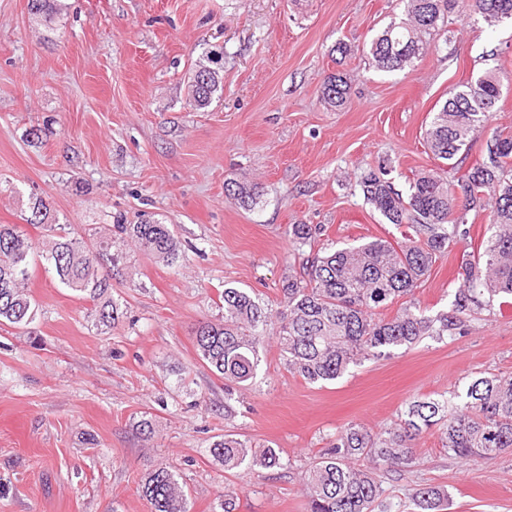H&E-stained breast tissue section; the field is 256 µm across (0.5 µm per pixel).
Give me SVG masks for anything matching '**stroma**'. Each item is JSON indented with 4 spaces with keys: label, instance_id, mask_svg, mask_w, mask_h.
Listing matches in <instances>:
<instances>
[{
    "label": "stroma",
    "instance_id": "1",
    "mask_svg": "<svg viewBox=\"0 0 512 512\" xmlns=\"http://www.w3.org/2000/svg\"><path fill=\"white\" fill-rule=\"evenodd\" d=\"M402 11L401 0H58L47 22L28 0H0V224L41 242L26 222L36 193L79 233L175 225L188 256L167 267L129 249L112 273L124 316L103 334L33 254L35 329L0 325V512H150L138 486L160 466L179 473L190 512H222L228 491L235 512H306L301 476L338 430L377 431L464 377L512 373V312L476 315L462 337L363 361L322 386L272 346L229 405L197 356L195 330L221 318L224 288L278 310L302 260L290 225H320L319 248L399 240L362 179L383 167L404 190L441 169L422 140L431 112L456 85L512 71V23L477 15L426 36L415 67L377 69L361 49ZM342 42L354 54L337 53ZM213 53L222 82L200 108L188 76ZM336 72L348 95L331 108L322 91ZM493 128L512 131V84L449 180L481 159ZM234 180L261 184L258 205L227 197ZM469 223L413 294L425 314L449 308L463 252L479 250L486 222ZM145 414L156 422L149 440L135 427ZM227 433L277 448L283 468L225 471L210 446ZM414 454L409 471L380 474L394 512H421L415 491L429 486L447 492L443 512H512V452L452 459L433 428Z\"/></svg>",
    "mask_w": 512,
    "mask_h": 512
}]
</instances>
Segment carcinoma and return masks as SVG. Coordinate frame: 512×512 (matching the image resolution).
Listing matches in <instances>:
<instances>
[{"label": "carcinoma", "mask_w": 512, "mask_h": 512, "mask_svg": "<svg viewBox=\"0 0 512 512\" xmlns=\"http://www.w3.org/2000/svg\"><path fill=\"white\" fill-rule=\"evenodd\" d=\"M402 17L393 20L369 46L378 69L402 70L423 59L421 34L447 25L452 14H477L489 23L512 19V0H401ZM508 72H489L460 84L432 115L423 141L436 159L455 166L472 147V134L486 126L501 98ZM220 85L218 73L200 64L190 77L191 97L209 104ZM347 82L341 74L327 77L322 99L330 107L346 102ZM226 191L243 208L260 197L259 184L232 181ZM366 200L402 229L398 244L374 240L337 249H318L307 256L298 275L281 288V307L272 313L242 288L224 289V315L206 321L195 332L199 358L224 379V399L252 384L261 370L269 342L276 343L285 365L310 384L332 383L370 357H387L426 338L455 339L481 311L494 316L512 305V134L493 131L481 162L451 183L440 173L422 172L406 191L368 174L362 181ZM27 222L46 232L41 257L58 282L93 305L94 325L109 334L122 311L112 297V269L123 260L120 244L128 243L156 261L174 266L185 259L172 225L146 220L116 224L115 233L93 231L89 241L76 238L49 203L29 197ZM486 214L487 237L482 250L462 254L463 284L451 308L426 315L411 300L436 259L470 235L469 213ZM322 227L292 224L295 250L311 244ZM35 242L14 224H0V322L29 327L38 304L28 292L29 259ZM402 307L391 317L382 310L398 299ZM436 426L448 455L463 461H490L512 450V376L463 378L456 389L427 401L407 404L398 422L379 432L349 424L304 471L307 512H372L384 501L377 479L382 469L397 471L413 464L415 440ZM224 470H270L281 466L275 448L255 451L235 434L210 447ZM151 512H189L178 474L159 467L139 484ZM424 512L440 499L434 487L416 490Z\"/></svg>", "instance_id": "carcinoma-1"}]
</instances>
